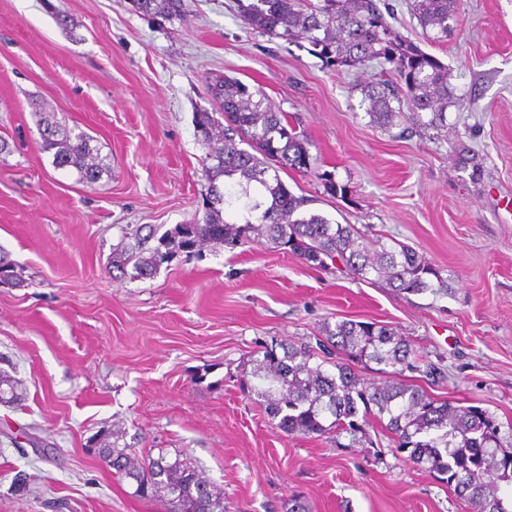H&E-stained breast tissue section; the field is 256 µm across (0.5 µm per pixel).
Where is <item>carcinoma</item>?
Returning a JSON list of instances; mask_svg holds the SVG:
<instances>
[{
  "mask_svg": "<svg viewBox=\"0 0 512 512\" xmlns=\"http://www.w3.org/2000/svg\"><path fill=\"white\" fill-rule=\"evenodd\" d=\"M136 11L164 21L185 15L184 0H132ZM418 25L435 43H446L459 23L457 0H413ZM386 0H251L242 5V21L270 38L303 39L325 65L364 71L373 65L399 78L366 82L362 102L371 120L390 130L442 131L451 106L470 109L474 100L453 96L448 66L396 31L386 19ZM219 103L212 112L195 114L208 149V188L203 219L192 229L177 226L158 244L124 251L120 262L132 277L149 276L182 251L188 240L202 248L235 247L265 240L313 266L339 258L364 281H381L408 294H446L448 281L415 249L398 241H371L353 224L332 223L304 210L307 200L291 192L279 171L311 170L308 139L282 122V115L261 88L236 78L217 76L211 83ZM42 147L53 152L58 167L73 166L89 183L103 165L93 154L91 137L71 135L48 113H39ZM458 165L481 179L483 166L467 151ZM324 193L348 194L330 173L319 175ZM324 339L309 344H274L253 361L249 393L264 406L275 427L288 435L322 436L334 429L363 431L358 421L374 419L394 437L396 451L446 483L467 512H512V492L499 494V483L512 486V448L503 447L501 424L478 406H459L432 398L403 379L417 371L415 350L394 329L376 322L341 320L324 325ZM373 363L386 375L371 382L353 364ZM100 454L112 469L133 479L136 493L160 501L167 512H224V496L192 463L159 456L144 461L117 441L101 442Z\"/></svg>",
  "mask_w": 512,
  "mask_h": 512,
  "instance_id": "carcinoma-1",
  "label": "carcinoma"
}]
</instances>
